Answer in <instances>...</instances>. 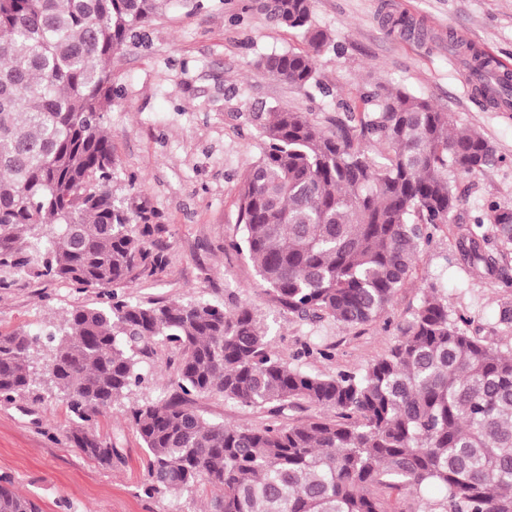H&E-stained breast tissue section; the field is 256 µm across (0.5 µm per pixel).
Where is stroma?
<instances>
[{"label": "stroma", "instance_id": "35a3bbf8", "mask_svg": "<svg viewBox=\"0 0 512 512\" xmlns=\"http://www.w3.org/2000/svg\"><path fill=\"white\" fill-rule=\"evenodd\" d=\"M199 2L192 9L171 0L144 40L112 58L118 95L105 117L116 159L112 194L119 205L143 204L154 213L145 242L163 250L154 275L132 276L117 293L144 304L251 303L272 348L309 373L356 372L385 355L432 283L447 298L449 315L464 316V331L494 346L512 345V328L498 323L501 303L512 299V288L502 284L512 279V260L503 277L479 278L453 252L457 225L488 217L492 202L512 211V110L486 105L465 60L448 59V42L459 37L512 64V0H312L311 22L330 42L316 56L318 84L306 90L257 66L267 55L306 49L301 31L272 22L259 0ZM381 85L427 100L456 130L478 132L495 160L457 180L462 206L422 244L409 280L381 318L348 328L300 319L264 293L246 251L236 247L243 237L240 182L261 144L249 115L285 107L332 132L343 102ZM106 299L100 289L4 269L0 332H46L73 308ZM176 365V352L155 343L142 363L147 387L84 426L118 449L120 460L109 466L75 447L71 436L81 426L48 386L0 402V476L41 512H205L208 486L188 496L147 492V453L129 417L131 406L173 391ZM192 401L216 423L255 428L266 419L220 395Z\"/></svg>", "mask_w": 512, "mask_h": 512}]
</instances>
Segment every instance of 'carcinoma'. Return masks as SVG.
<instances>
[{"label":"carcinoma","mask_w":512,"mask_h":512,"mask_svg":"<svg viewBox=\"0 0 512 512\" xmlns=\"http://www.w3.org/2000/svg\"><path fill=\"white\" fill-rule=\"evenodd\" d=\"M170 0H0V267L28 269L79 289L109 288L162 263L131 229L145 208L116 204L105 114L115 97L112 55L141 39ZM274 22L303 30L308 52L259 66L298 89L319 86L327 34L310 0H263ZM509 76L482 96L494 103ZM258 159L239 193L243 246L266 294L302 319L352 327L379 319L409 279L432 230L462 197L455 179L491 164V145L454 132L429 102L377 89L346 106L327 134L304 112H254ZM386 150L385 162L371 150ZM462 224L457 260L497 277L512 254V211L488 206ZM426 289L397 343L360 372L335 376L292 366L271 348L255 309L204 302L143 304L112 295L72 309L47 348L40 335L0 332V400L41 380L90 422L147 381L141 362L160 340L178 354L179 392L130 408L148 454V490L193 493L209 485L208 512H399L395 501L440 496L425 512H512V347L484 343ZM224 400L270 419L258 428L214 423L190 396ZM328 415L286 425L285 408ZM75 447L102 464L118 449L81 430ZM0 512H39L0 479Z\"/></svg>","instance_id":"cac0c4a2"}]
</instances>
